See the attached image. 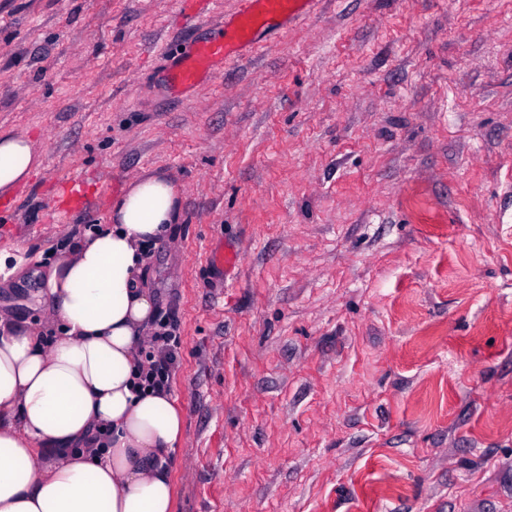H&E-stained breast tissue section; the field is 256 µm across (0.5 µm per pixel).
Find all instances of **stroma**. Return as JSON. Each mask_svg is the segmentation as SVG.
Here are the masks:
<instances>
[{
	"mask_svg": "<svg viewBox=\"0 0 512 512\" xmlns=\"http://www.w3.org/2000/svg\"><path fill=\"white\" fill-rule=\"evenodd\" d=\"M207 34L182 0H0V128L42 156L0 246L181 189L143 272L180 324L173 512H512V0H320L170 93L162 47ZM36 281L0 313L39 322Z\"/></svg>",
	"mask_w": 512,
	"mask_h": 512,
	"instance_id": "35a3bbf8",
	"label": "stroma"
}]
</instances>
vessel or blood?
Here are the masks:
<instances>
[{
	"mask_svg": "<svg viewBox=\"0 0 512 512\" xmlns=\"http://www.w3.org/2000/svg\"><path fill=\"white\" fill-rule=\"evenodd\" d=\"M317 0H240L238 10L225 17L218 32L195 40L169 55L167 76L172 93L198 92L212 81L229 58L244 56L262 35L285 28L307 15Z\"/></svg>",
	"mask_w": 512,
	"mask_h": 512,
	"instance_id": "b4317fda",
	"label": "vessel or blood"
}]
</instances>
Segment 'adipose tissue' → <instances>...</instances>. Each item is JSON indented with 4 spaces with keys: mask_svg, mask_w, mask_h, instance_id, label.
Here are the masks:
<instances>
[{
    "mask_svg": "<svg viewBox=\"0 0 512 512\" xmlns=\"http://www.w3.org/2000/svg\"><path fill=\"white\" fill-rule=\"evenodd\" d=\"M40 165L28 137L0 131V195ZM180 202L170 179H134L44 273L33 299L48 327L0 315V512H172L183 418L137 373L156 317L144 249L170 236Z\"/></svg>",
    "mask_w": 512,
    "mask_h": 512,
    "instance_id": "obj_1",
    "label": "adipose tissue"
}]
</instances>
